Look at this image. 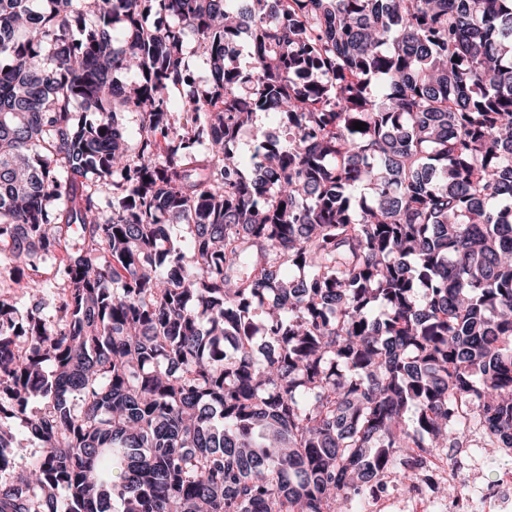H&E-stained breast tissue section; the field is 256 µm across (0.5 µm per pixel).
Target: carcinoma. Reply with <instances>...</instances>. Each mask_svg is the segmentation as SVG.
Wrapping results in <instances>:
<instances>
[{
	"label": "carcinoma",
	"instance_id": "carcinoma-1",
	"mask_svg": "<svg viewBox=\"0 0 512 512\" xmlns=\"http://www.w3.org/2000/svg\"><path fill=\"white\" fill-rule=\"evenodd\" d=\"M45 255L0 512H337L512 448V0H0V287ZM276 127L277 126L266 119L264 115L258 116V121L254 128L246 129L249 134L238 139L235 150L243 158H249L253 154L258 142L263 140L267 133L275 131Z\"/></svg>",
	"mask_w": 512,
	"mask_h": 512
}]
</instances>
